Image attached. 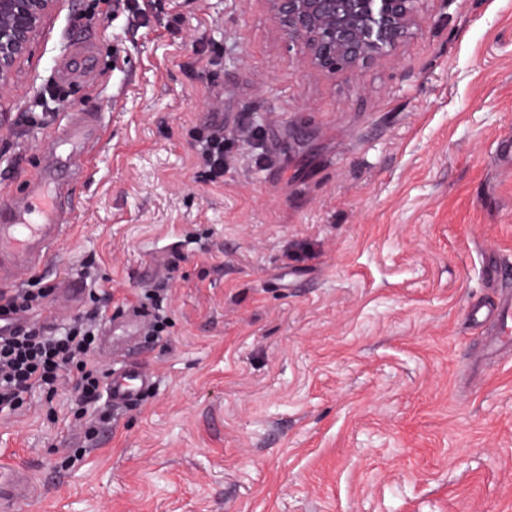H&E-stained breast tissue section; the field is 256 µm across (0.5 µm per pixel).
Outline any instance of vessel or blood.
<instances>
[{"mask_svg":"<svg viewBox=\"0 0 512 512\" xmlns=\"http://www.w3.org/2000/svg\"><path fill=\"white\" fill-rule=\"evenodd\" d=\"M101 125L96 113L77 112L44 142L45 163L28 182L24 198L0 205V287L23 282L44 268L48 256L59 246L69 227L73 206L67 196L68 183L82 168L79 158L88 154L98 140ZM472 322H491L488 351H512V294L502 296L490 308L475 305L468 312ZM145 316L140 311L114 320L106 334L113 349L128 346L142 335ZM154 379L137 357L125 359L108 377L113 405L123 406L139 393L149 390ZM24 472H15L0 486V512H15L26 501Z\"/></svg>","mask_w":512,"mask_h":512,"instance_id":"b4317fda","label":"vessel or blood"}]
</instances>
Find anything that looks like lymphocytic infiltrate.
Masks as SVG:
<instances>
[{
    "label": "lymphocytic infiltrate",
    "instance_id": "f902f5d3",
    "mask_svg": "<svg viewBox=\"0 0 512 512\" xmlns=\"http://www.w3.org/2000/svg\"><path fill=\"white\" fill-rule=\"evenodd\" d=\"M52 292L40 277L20 288L0 290V318L19 320L12 329L0 331V412L17 409L33 390L54 393L65 377L78 395L76 418H83L85 405L101 396L103 373L92 357L98 312L90 310L57 330L47 328L38 314Z\"/></svg>",
    "mask_w": 512,
    "mask_h": 512
}]
</instances>
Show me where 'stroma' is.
<instances>
[{"instance_id": "1", "label": "stroma", "mask_w": 512, "mask_h": 512, "mask_svg": "<svg viewBox=\"0 0 512 512\" xmlns=\"http://www.w3.org/2000/svg\"><path fill=\"white\" fill-rule=\"evenodd\" d=\"M301 57L267 0H57L0 90V202L70 113L104 129L44 317L168 288L136 405L86 434L64 381L0 413L21 512H512V353L481 359L468 317L512 291V0H420L354 73ZM214 123L240 139L220 183ZM197 141L200 143L199 150L207 179L216 181L224 178V153L228 151L224 129L212 127Z\"/></svg>"}]
</instances>
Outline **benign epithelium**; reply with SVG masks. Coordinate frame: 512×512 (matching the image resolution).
Instances as JSON below:
<instances>
[{
	"label": "benign epithelium",
	"mask_w": 512,
	"mask_h": 512,
	"mask_svg": "<svg viewBox=\"0 0 512 512\" xmlns=\"http://www.w3.org/2000/svg\"><path fill=\"white\" fill-rule=\"evenodd\" d=\"M54 0H0V90ZM288 44L323 72L356 71L412 34L420 0H268Z\"/></svg>",
	"instance_id": "7a95c632"
}]
</instances>
